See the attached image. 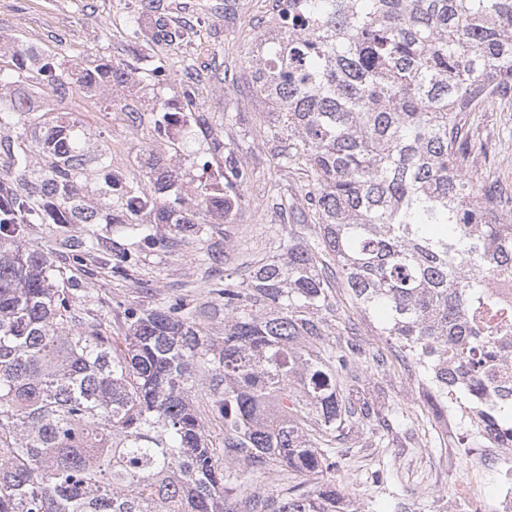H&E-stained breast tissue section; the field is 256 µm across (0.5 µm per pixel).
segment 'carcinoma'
<instances>
[{
  "instance_id": "1",
  "label": "carcinoma",
  "mask_w": 512,
  "mask_h": 512,
  "mask_svg": "<svg viewBox=\"0 0 512 512\" xmlns=\"http://www.w3.org/2000/svg\"><path fill=\"white\" fill-rule=\"evenodd\" d=\"M153 39L190 32L158 14ZM278 30L249 51L250 83L266 111L278 165L305 166L313 182L287 221L318 224L308 242L280 239L246 284L224 274V333L215 336L181 299L124 311L123 342L96 319L76 322L78 289L61 288L28 224H97L83 190L108 166L83 152L81 131L38 104L30 84L56 96L110 89L129 65L103 57L65 68L29 46L0 72L15 86L0 122L29 125L46 166L30 187L0 193V512H362L323 473L368 428L394 446L397 410L362 389L363 366L383 353L330 344L339 315L333 282L417 370L422 395L457 448L483 432L512 438V334L493 320L489 290L512 276V221L498 189L468 169L467 114L512 95V0H285ZM224 152V193L196 210L156 194L178 169L143 174L154 192L109 179L121 209L108 224L139 225L151 210L177 234H198L199 212L229 220L252 178ZM0 149L19 171L28 156ZM126 278L136 256L98 254ZM78 327H73V323ZM214 383L198 388V369ZM274 473L265 491L250 478Z\"/></svg>"
}]
</instances>
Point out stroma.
<instances>
[{
	"instance_id": "stroma-1",
	"label": "stroma",
	"mask_w": 512,
	"mask_h": 512,
	"mask_svg": "<svg viewBox=\"0 0 512 512\" xmlns=\"http://www.w3.org/2000/svg\"><path fill=\"white\" fill-rule=\"evenodd\" d=\"M271 3L162 0L171 20L199 27V39L185 46L152 43V16L142 15L139 29L126 26L124 20L137 11L138 0H0V55L24 45L55 55L68 68L99 56L134 64L123 86L93 97L70 102L54 96L48 86L35 90V97L50 103L63 121L78 123L87 152L108 151L110 164L125 165L134 175L150 168L179 167L176 190L189 207L203 185L224 182V156L214 151V140L233 148L239 161L255 172L241 189L245 202L231 223H209L200 235L183 239L162 224L157 228L162 242L152 248H140L137 238L120 224L28 225L26 244L49 254L79 288L80 313L97 318L111 336L124 334V311L130 304L162 305L178 296L196 308L212 333H222L224 305L210 291L207 254L225 253L229 271L242 277L247 264L271 257L276 238L290 235L307 240L316 231L310 221L280 222L273 211L275 190L301 194L310 178L278 167L266 140L265 107L249 81L246 52L257 34L270 26ZM186 57L198 73L194 112L183 109L180 62ZM159 60L166 65V81L161 85L150 75ZM161 100L170 110L180 111L183 121L171 135L174 149L155 153L148 145L155 137L154 106ZM126 104L139 112L140 124H114L115 114ZM470 123L471 169L500 176L512 188V102H497L471 113ZM91 236L106 249L118 243L140 250L141 260L129 278L113 277L111 269L90 258L79 265L72 262V254ZM334 290L342 317L330 326L332 340L355 341L386 353V367L367 371L365 385L403 413L412 434L410 444L396 454L387 448L353 449L337 470L336 483L371 512H385L395 493L413 503L417 512H442L449 488L464 477L472 454L432 445V437L442 429L420 393L414 371L403 364L385 337L376 334L372 323L348 300L342 284H335ZM381 463L387 466L386 482L364 485L365 471Z\"/></svg>"
}]
</instances>
